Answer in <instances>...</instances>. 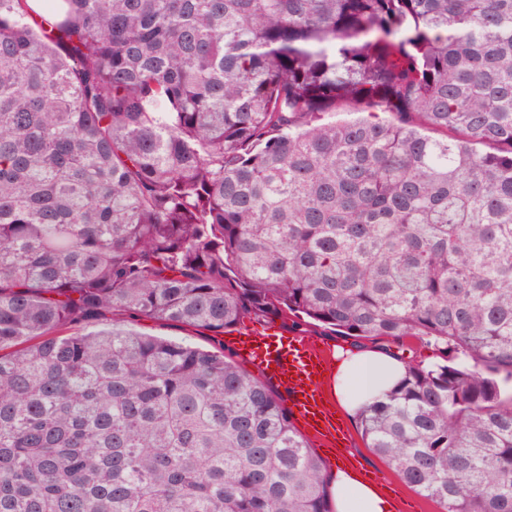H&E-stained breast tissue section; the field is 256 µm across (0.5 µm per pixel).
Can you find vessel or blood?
I'll list each match as a JSON object with an SVG mask.
<instances>
[{
	"label": "vessel or blood",
	"instance_id": "vessel-or-blood-1",
	"mask_svg": "<svg viewBox=\"0 0 512 512\" xmlns=\"http://www.w3.org/2000/svg\"><path fill=\"white\" fill-rule=\"evenodd\" d=\"M235 345L266 379L286 392L293 413L304 419L316 436L334 438V423L322 403L325 367L311 345L274 347L247 330L238 334Z\"/></svg>",
	"mask_w": 512,
	"mask_h": 512
}]
</instances>
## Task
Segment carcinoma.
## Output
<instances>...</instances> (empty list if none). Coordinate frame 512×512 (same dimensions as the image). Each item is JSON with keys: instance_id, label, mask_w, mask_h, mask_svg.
I'll return each instance as SVG.
<instances>
[{"instance_id": "1", "label": "carcinoma", "mask_w": 512, "mask_h": 512, "mask_svg": "<svg viewBox=\"0 0 512 512\" xmlns=\"http://www.w3.org/2000/svg\"><path fill=\"white\" fill-rule=\"evenodd\" d=\"M288 313L443 345L361 433L512 512V0H0V512H332L264 381L123 323Z\"/></svg>"}]
</instances>
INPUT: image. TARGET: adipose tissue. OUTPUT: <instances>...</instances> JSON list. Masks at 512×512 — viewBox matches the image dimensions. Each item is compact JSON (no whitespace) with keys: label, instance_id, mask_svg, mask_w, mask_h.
I'll return each mask as SVG.
<instances>
[{"label":"adipose tissue","instance_id":"1","mask_svg":"<svg viewBox=\"0 0 512 512\" xmlns=\"http://www.w3.org/2000/svg\"><path fill=\"white\" fill-rule=\"evenodd\" d=\"M404 370V362L376 346L338 353L332 395L348 412H358L387 393ZM334 481L336 512H391L386 496L350 469H337Z\"/></svg>","mask_w":512,"mask_h":512}]
</instances>
